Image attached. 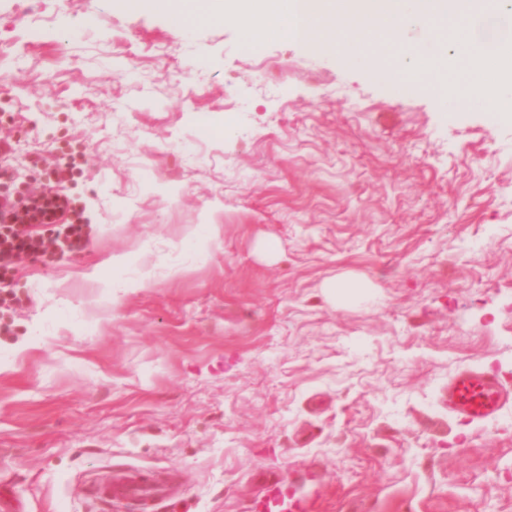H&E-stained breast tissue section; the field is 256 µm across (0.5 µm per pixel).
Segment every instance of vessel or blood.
Listing matches in <instances>:
<instances>
[{
	"mask_svg": "<svg viewBox=\"0 0 512 512\" xmlns=\"http://www.w3.org/2000/svg\"><path fill=\"white\" fill-rule=\"evenodd\" d=\"M448 412L468 422H481L499 416L512 405V388L492 371L464 368L448 380ZM104 505L128 501L159 503L169 494L158 482L122 468L104 475L95 488ZM318 496L299 491L294 485L270 482L264 493L251 503V512H322Z\"/></svg>",
	"mask_w": 512,
	"mask_h": 512,
	"instance_id": "obj_1",
	"label": "vessel or blood"
}]
</instances>
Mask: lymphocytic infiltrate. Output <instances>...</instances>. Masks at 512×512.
I'll return each mask as SVG.
<instances>
[{"label":"lymphocytic infiltrate","mask_w":512,"mask_h":512,"mask_svg":"<svg viewBox=\"0 0 512 512\" xmlns=\"http://www.w3.org/2000/svg\"><path fill=\"white\" fill-rule=\"evenodd\" d=\"M74 166L73 159H58L54 185L26 196L0 198V305L13 299L11 275L21 261L49 252L66 255L84 250L91 227L57 187Z\"/></svg>","instance_id":"f902f5d3"}]
</instances>
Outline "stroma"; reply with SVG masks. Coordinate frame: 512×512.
Segmentation results:
<instances>
[{"label": "stroma", "instance_id": "1", "mask_svg": "<svg viewBox=\"0 0 512 512\" xmlns=\"http://www.w3.org/2000/svg\"><path fill=\"white\" fill-rule=\"evenodd\" d=\"M117 0H0V137L70 154L93 233L25 261L0 334V484L102 512L132 465L180 512L268 479L327 512H512V407L449 416L448 379L512 383V120L367 53ZM331 281L361 284L335 301Z\"/></svg>", "mask_w": 512, "mask_h": 512}]
</instances>
